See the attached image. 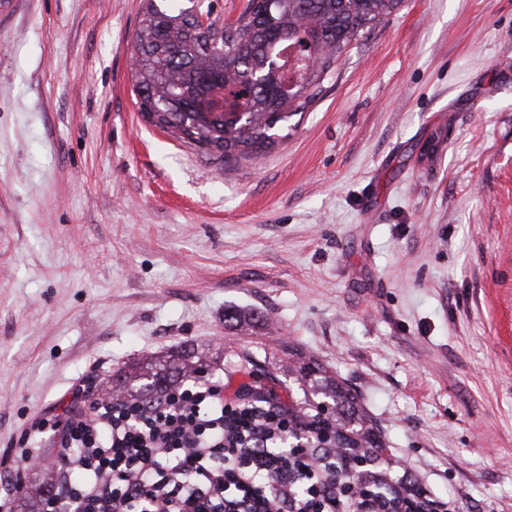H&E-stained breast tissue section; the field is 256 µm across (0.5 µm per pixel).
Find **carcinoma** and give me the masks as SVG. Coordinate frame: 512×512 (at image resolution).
Wrapping results in <instances>:
<instances>
[{"mask_svg":"<svg viewBox=\"0 0 512 512\" xmlns=\"http://www.w3.org/2000/svg\"><path fill=\"white\" fill-rule=\"evenodd\" d=\"M178 0H146L132 40L140 111L176 138L218 159L252 158L275 144V130L306 111L332 78L341 56L383 22L399 0H248L228 25L198 29ZM294 58H279L277 48ZM279 69L269 71V58ZM196 361H151L125 378L129 393L149 395L188 377ZM312 395L334 405L336 447L360 448L348 475L381 452L357 396L339 382L303 370Z\"/></svg>","mask_w":512,"mask_h":512,"instance_id":"1","label":"carcinoma"}]
</instances>
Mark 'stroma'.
Masks as SVG:
<instances>
[{"mask_svg":"<svg viewBox=\"0 0 512 512\" xmlns=\"http://www.w3.org/2000/svg\"><path fill=\"white\" fill-rule=\"evenodd\" d=\"M143 10L0 0V468L74 389L193 349L285 401L319 367L430 497L512 512V0H400L227 162L143 117Z\"/></svg>","mask_w":512,"mask_h":512,"instance_id":"obj_1","label":"stroma"}]
</instances>
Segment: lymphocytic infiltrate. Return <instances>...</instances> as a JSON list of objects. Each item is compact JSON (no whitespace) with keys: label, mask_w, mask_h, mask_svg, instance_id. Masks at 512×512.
<instances>
[{"label":"lymphocytic infiltrate","mask_w":512,"mask_h":512,"mask_svg":"<svg viewBox=\"0 0 512 512\" xmlns=\"http://www.w3.org/2000/svg\"><path fill=\"white\" fill-rule=\"evenodd\" d=\"M335 431L216 381L146 398L76 397L34 417L18 471L0 474V512H20V472L40 466L45 444L58 467L37 512H345L353 499L359 512H404L406 477L371 497L337 474Z\"/></svg>","instance_id":"1"}]
</instances>
